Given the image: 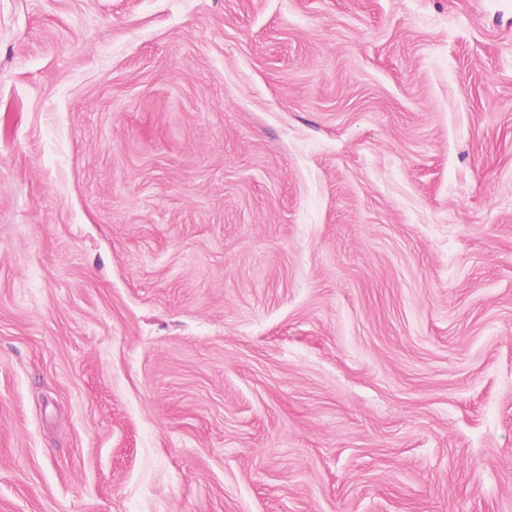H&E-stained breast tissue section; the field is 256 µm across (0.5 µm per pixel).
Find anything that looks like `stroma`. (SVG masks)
I'll list each match as a JSON object with an SVG mask.
<instances>
[{
  "mask_svg": "<svg viewBox=\"0 0 512 512\" xmlns=\"http://www.w3.org/2000/svg\"><path fill=\"white\" fill-rule=\"evenodd\" d=\"M0 512H512V0H0Z\"/></svg>",
  "mask_w": 512,
  "mask_h": 512,
  "instance_id": "1",
  "label": "stroma"
}]
</instances>
